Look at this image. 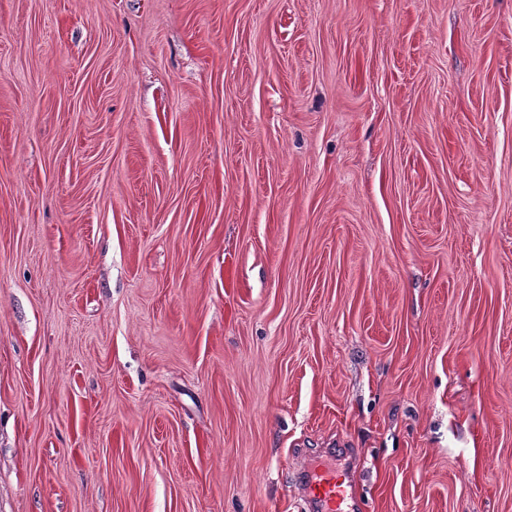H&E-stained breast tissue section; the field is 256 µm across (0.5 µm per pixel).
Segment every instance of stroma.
I'll return each mask as SVG.
<instances>
[{
    "label": "stroma",
    "instance_id": "1",
    "mask_svg": "<svg viewBox=\"0 0 512 512\" xmlns=\"http://www.w3.org/2000/svg\"><path fill=\"white\" fill-rule=\"evenodd\" d=\"M512 512V0H0V512ZM306 491L316 512H355L345 474L336 467L315 468L307 476Z\"/></svg>",
    "mask_w": 512,
    "mask_h": 512
}]
</instances>
